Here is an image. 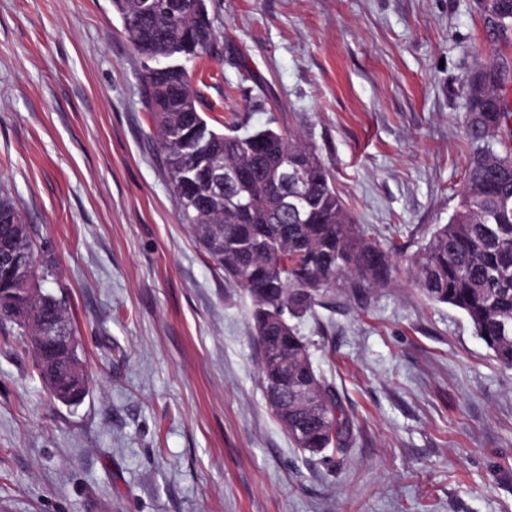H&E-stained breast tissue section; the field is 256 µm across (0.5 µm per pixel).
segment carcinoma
I'll return each instance as SVG.
<instances>
[{
    "label": "carcinoma",
    "instance_id": "carcinoma-1",
    "mask_svg": "<svg viewBox=\"0 0 512 512\" xmlns=\"http://www.w3.org/2000/svg\"><path fill=\"white\" fill-rule=\"evenodd\" d=\"M480 9L487 22L512 27V0H491ZM211 0H112L134 51L149 62L141 74L142 99L179 205L181 223L224 279L251 304L263 389L293 395L310 390L317 403H269L295 446L311 454L346 448L352 422L336 392L316 371L309 342L291 320L323 305L340 288L352 295L384 288L391 281L394 254L367 234L337 195L334 180L317 153L292 132L257 129L238 134L233 125H209L184 62L211 51ZM162 57L170 62L155 67ZM500 64L480 61L466 76L464 98L470 159L458 204L446 224L436 225L411 256L410 273L425 299L463 312L475 333L506 370H512V146L503 138L512 120L501 96ZM308 174V218L285 212L272 172L280 159ZM224 160L250 172L251 200L231 208L214 194L209 169ZM38 252L32 225L18 203L0 189V327L37 336L40 325L70 321L65 302L4 276L6 255ZM40 380L55 399L78 402L87 377L68 345L46 350L36 362Z\"/></svg>",
    "mask_w": 512,
    "mask_h": 512
}]
</instances>
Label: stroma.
<instances>
[{
    "mask_svg": "<svg viewBox=\"0 0 512 512\" xmlns=\"http://www.w3.org/2000/svg\"><path fill=\"white\" fill-rule=\"evenodd\" d=\"M188 62L214 127L298 134L382 246L447 223L469 158L463 83L512 31L477 0H214ZM112 0H0V187L73 320L84 399L50 398L0 328V512H512V371L399 264L297 323L353 423L298 450L258 382L250 302L180 224Z\"/></svg>",
    "mask_w": 512,
    "mask_h": 512,
    "instance_id": "1",
    "label": "stroma"
}]
</instances>
